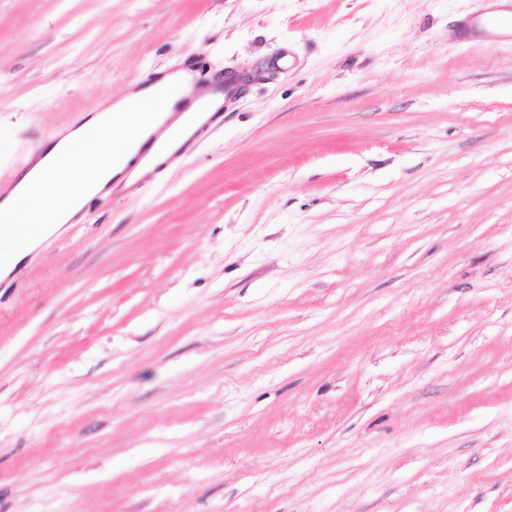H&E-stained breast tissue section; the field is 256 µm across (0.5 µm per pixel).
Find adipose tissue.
Segmentation results:
<instances>
[{
    "label": "adipose tissue",
    "mask_w": 512,
    "mask_h": 512,
    "mask_svg": "<svg viewBox=\"0 0 512 512\" xmlns=\"http://www.w3.org/2000/svg\"><path fill=\"white\" fill-rule=\"evenodd\" d=\"M192 74L177 69L152 85L127 89L119 98L100 103L84 114L80 124L56 131L12 179V188L0 198V249L10 260L0 266L8 276L36 247L76 223L86 201L107 196L117 186H131L140 174L167 162V143L187 133L190 122L203 115H178L177 101L196 97ZM141 103L138 112L131 103ZM159 132L160 149L139 156L130 142L140 133Z\"/></svg>",
    "instance_id": "ef3b65f1"
}]
</instances>
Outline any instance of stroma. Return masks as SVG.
Segmentation results:
<instances>
[{
	"mask_svg": "<svg viewBox=\"0 0 512 512\" xmlns=\"http://www.w3.org/2000/svg\"><path fill=\"white\" fill-rule=\"evenodd\" d=\"M480 0H0V185L98 101L242 95L0 280V512H512V41ZM483 2H505L481 8L469 20V26L492 39H512V2L510 0H482Z\"/></svg>",
	"mask_w": 512,
	"mask_h": 512,
	"instance_id": "1",
	"label": "stroma"
}]
</instances>
